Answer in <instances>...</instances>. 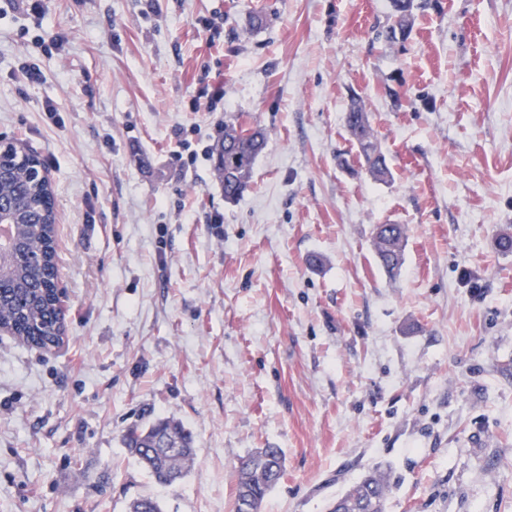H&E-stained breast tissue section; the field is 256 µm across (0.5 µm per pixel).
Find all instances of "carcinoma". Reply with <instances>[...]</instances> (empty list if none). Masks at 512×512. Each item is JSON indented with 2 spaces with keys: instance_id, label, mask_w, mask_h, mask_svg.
Segmentation results:
<instances>
[{
  "instance_id": "obj_1",
  "label": "carcinoma",
  "mask_w": 512,
  "mask_h": 512,
  "mask_svg": "<svg viewBox=\"0 0 512 512\" xmlns=\"http://www.w3.org/2000/svg\"><path fill=\"white\" fill-rule=\"evenodd\" d=\"M425 6L424 0H392L399 29L409 26L413 10ZM344 124L369 175L377 181L392 177L387 158L378 149L370 117L358 101H352L348 112L344 113ZM265 143L263 130L247 128L236 120L224 122V136L215 148V171L224 189L225 201H235L249 186ZM0 208L12 217V241L21 249L41 253L44 258L42 272L38 275L19 260H0V326L37 344H53L59 339L53 329L58 323L53 191L46 184L35 186L27 165L23 164L0 178ZM405 239L402 224L375 226L376 253L382 266L390 272L402 264ZM21 296L26 300L23 308L15 303ZM158 437L172 439L181 448L180 453L167 455L158 447ZM123 440L141 467L161 483L172 484L182 479L194 457L191 434L172 419H159L145 428H132L126 431ZM282 473L283 456L278 448H260L242 459L238 467L235 512H261L267 494L279 483ZM389 491L386 478L377 471H370L337 497L329 512H384ZM129 512H162V508L157 500L142 497L130 503Z\"/></svg>"
}]
</instances>
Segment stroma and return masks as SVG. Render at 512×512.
<instances>
[{
	"mask_svg": "<svg viewBox=\"0 0 512 512\" xmlns=\"http://www.w3.org/2000/svg\"><path fill=\"white\" fill-rule=\"evenodd\" d=\"M393 21L391 0H0V138L45 167L67 293L59 347L0 334V512H234L259 448L284 458L263 512H327L372 467L385 512H512V0ZM216 81L223 110L189 111ZM354 99L390 181L338 162ZM229 118L267 133L232 203L202 152ZM160 418L194 441L170 486L123 442ZM406 230L403 224L386 223L375 226V249L380 263L389 272L398 269L403 260Z\"/></svg>",
	"mask_w": 512,
	"mask_h": 512,
	"instance_id": "stroma-1",
	"label": "stroma"
}]
</instances>
